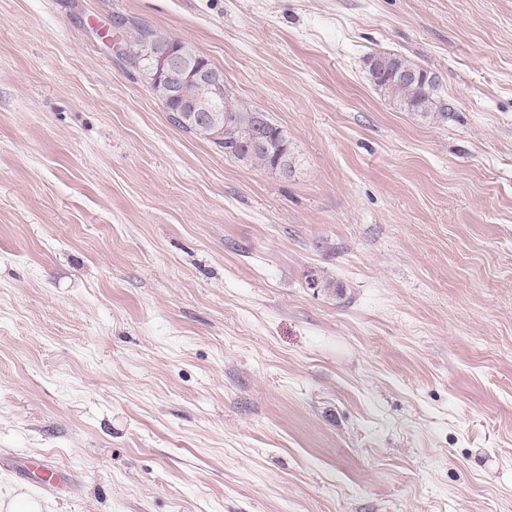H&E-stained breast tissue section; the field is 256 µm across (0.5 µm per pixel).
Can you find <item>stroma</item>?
<instances>
[{
  "instance_id": "stroma-1",
  "label": "stroma",
  "mask_w": 512,
  "mask_h": 512,
  "mask_svg": "<svg viewBox=\"0 0 512 512\" xmlns=\"http://www.w3.org/2000/svg\"><path fill=\"white\" fill-rule=\"evenodd\" d=\"M120 17L222 70L291 173L175 127ZM376 54L435 72L447 119ZM8 492L512 512V0H0ZM368 72L374 85L400 102L408 112L448 117V108L438 106L435 99L437 77L434 73L394 54L369 57Z\"/></svg>"
}]
</instances>
